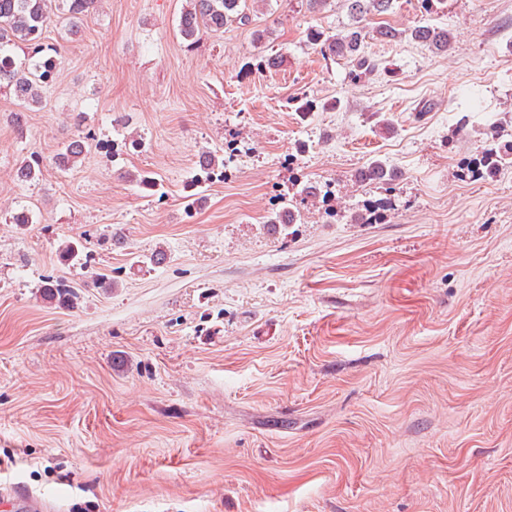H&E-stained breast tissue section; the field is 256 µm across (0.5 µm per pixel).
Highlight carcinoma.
Segmentation results:
<instances>
[{
	"instance_id": "obj_1",
	"label": "carcinoma",
	"mask_w": 512,
	"mask_h": 512,
	"mask_svg": "<svg viewBox=\"0 0 512 512\" xmlns=\"http://www.w3.org/2000/svg\"><path fill=\"white\" fill-rule=\"evenodd\" d=\"M54 0H0V91L6 90L24 108L31 109L42 103V88L54 78L59 64L56 47L42 42L44 29L51 22ZM71 28L78 29L93 13L99 0H64ZM191 8L180 20L179 34L183 40L195 44L204 32H219L224 26L236 23L248 25L252 21L250 0H189ZM353 23L332 33L314 30L310 40L322 52L343 59L353 68L355 75L370 74L376 69L375 61L366 51L370 32L365 21L370 14L389 11L392 0H345ZM413 39L426 44L433 51H448L452 36L446 29L419 26L410 32ZM27 55L19 61L16 50ZM82 152L81 141L73 140L55 157V164L62 170L74 166ZM487 157L491 164L485 168L488 175L496 172L501 164L512 162V141H504L499 132L490 131V148ZM42 159L33 154L16 170L21 181H31L41 173ZM201 174L211 179L222 173L216 155L205 153L200 161ZM398 173L380 161H371L356 172L354 180L360 184H375L391 191ZM301 218L293 203L268 219L266 227L275 234L288 231V227ZM83 244L78 239H66L59 247V257L64 261L82 259ZM41 294L49 303L65 305L72 301L75 291L61 282L47 280L41 285Z\"/></svg>"
}]
</instances>
